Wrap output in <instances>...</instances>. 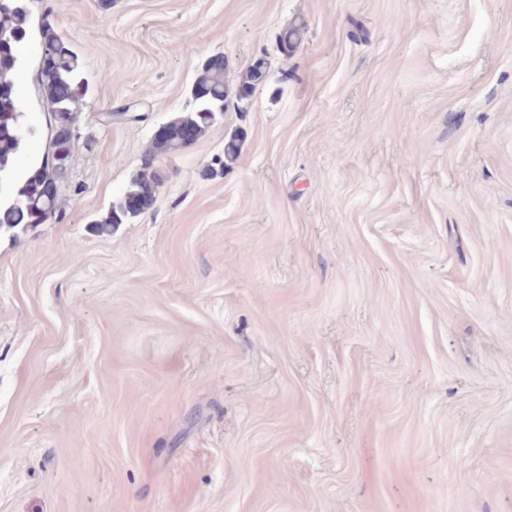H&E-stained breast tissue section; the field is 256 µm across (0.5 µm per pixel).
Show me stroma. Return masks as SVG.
Masks as SVG:
<instances>
[{"label": "stroma", "mask_w": 512, "mask_h": 512, "mask_svg": "<svg viewBox=\"0 0 512 512\" xmlns=\"http://www.w3.org/2000/svg\"><path fill=\"white\" fill-rule=\"evenodd\" d=\"M29 8L89 90L62 215L0 235V512H512V0ZM217 53L246 111L94 234Z\"/></svg>", "instance_id": "1"}]
</instances>
